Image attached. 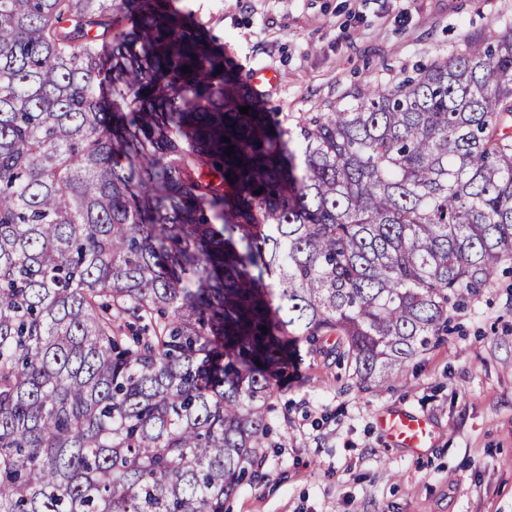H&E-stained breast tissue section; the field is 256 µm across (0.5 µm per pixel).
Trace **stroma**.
Returning a JSON list of instances; mask_svg holds the SVG:
<instances>
[{
  "mask_svg": "<svg viewBox=\"0 0 512 512\" xmlns=\"http://www.w3.org/2000/svg\"><path fill=\"white\" fill-rule=\"evenodd\" d=\"M224 60L275 112H324L349 92L512 34V0H189ZM451 335L405 363L406 383L358 390L307 357L270 400L258 478L229 512H512V261ZM426 416L433 442L391 446L386 411Z\"/></svg>",
  "mask_w": 512,
  "mask_h": 512,
  "instance_id": "stroma-1",
  "label": "stroma"
}]
</instances>
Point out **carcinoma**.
Here are the masks:
<instances>
[{"instance_id": "obj_1", "label": "carcinoma", "mask_w": 512, "mask_h": 512, "mask_svg": "<svg viewBox=\"0 0 512 512\" xmlns=\"http://www.w3.org/2000/svg\"><path fill=\"white\" fill-rule=\"evenodd\" d=\"M175 2L0 0V512H224L300 347L399 379L512 259L511 38L290 119Z\"/></svg>"}]
</instances>
